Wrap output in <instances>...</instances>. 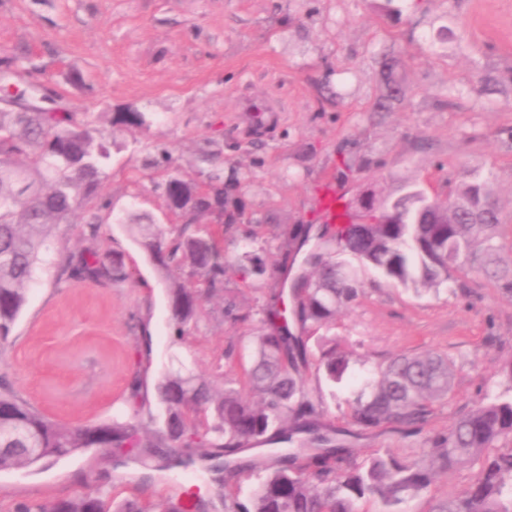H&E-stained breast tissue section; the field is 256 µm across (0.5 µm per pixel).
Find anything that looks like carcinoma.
<instances>
[{
  "instance_id": "1",
  "label": "carcinoma",
  "mask_w": 512,
  "mask_h": 512,
  "mask_svg": "<svg viewBox=\"0 0 512 512\" xmlns=\"http://www.w3.org/2000/svg\"><path fill=\"white\" fill-rule=\"evenodd\" d=\"M381 95L376 111L389 112L404 98L397 61L381 63ZM148 112L129 107L112 116L114 127H142ZM100 117L76 121L70 112L0 110V362L26 302V287L36 272L52 264L48 240L52 227L78 212V201L108 176L111 149ZM237 184L213 173L206 186L169 178L166 206L187 214L190 222L171 232L148 214L118 219L155 253L161 267L189 271L192 283L173 279L168 297L181 327L202 312L200 288L212 295L224 288V250L208 233L191 230L196 217L213 214L219 224H236L242 209L232 197ZM376 224H326L321 244L306 270L292 285L290 312L284 313L283 289H272L264 318L253 337L251 361L242 379L219 388L183 369H169L156 383L159 414L137 407L140 378L128 385L130 407L93 424H63L32 406L0 376V471L26 470L56 462L90 448L112 449V460H128L155 471L193 469L200 462L218 481L239 469L229 459L245 442L263 443L278 436L280 448L270 450L271 463L245 502L229 490L224 512H359L362 499L392 507L425 490L439 470H455L475 461L481 477L461 497L438 502L433 512H512V447L489 449L512 441V398L476 403L456 417L420 455L376 452L359 463L338 432L320 422L323 399H313L306 375L336 384L349 368L348 355L334 337L309 340L328 326L336 311L356 301L361 274L373 270L415 292L448 285L452 273L483 274L512 294V259L503 257L496 237L498 209L487 181L469 172L441 203L409 188L397 197L366 194ZM308 230L294 226L277 273L288 270ZM241 278L262 276L261 260L245 249L237 256ZM67 279L121 281L122 261L100 260L96 253L67 262ZM452 374L448 356L436 352L400 354L377 368L355 401L349 417L363 429L395 426L410 429L424 423L436 404L448 400ZM168 448H205L172 457ZM216 505L200 489L186 491L178 501L156 506L138 496L117 498L108 486L57 502L52 508L24 504L19 512H213Z\"/></svg>"
}]
</instances>
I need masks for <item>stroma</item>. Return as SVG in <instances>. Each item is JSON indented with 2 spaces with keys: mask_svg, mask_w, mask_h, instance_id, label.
<instances>
[{
  "mask_svg": "<svg viewBox=\"0 0 512 512\" xmlns=\"http://www.w3.org/2000/svg\"><path fill=\"white\" fill-rule=\"evenodd\" d=\"M443 26L456 36L440 44ZM387 56L396 58L406 94L377 112ZM3 70L20 90L52 97L79 121L129 106L151 114L149 126L117 132L108 179L73 223L55 230L63 252L122 258L126 279L59 288L57 269L41 274L0 364V375L56 420L111 416L136 375L140 404L157 410L155 383L178 363L218 384L240 378L276 283L267 275L241 281L236 257L246 247L274 267L285 229L296 225L316 240L330 181L340 180L351 200L372 188L396 196L416 183L443 201L464 170H477L500 210L502 251L512 252V0H401L395 12L386 0H0ZM449 95L453 105L442 106ZM214 172L237 179L244 216L224 228L223 293L205 299L200 320L180 331L166 274L116 218L131 208L180 228L159 183L179 176L200 184ZM93 212L100 230L92 240L85 224ZM457 279L455 292L417 293L368 273L357 301L329 327L351 373L335 386L311 376L307 387L324 400V422L348 431L356 460L385 449L418 455L486 391L512 393L504 372L512 297L475 271ZM231 303L250 311V321L227 316ZM428 350L451 361L447 402L409 432L350 425L362 379L391 357ZM480 473L477 462L439 473L400 510L431 512ZM197 481L194 470L116 467L107 449L93 448L39 471L0 472V512L50 506L103 483L144 489L157 502Z\"/></svg>",
  "mask_w": 512,
  "mask_h": 512,
  "instance_id": "35a3bbf8",
  "label": "stroma"
}]
</instances>
